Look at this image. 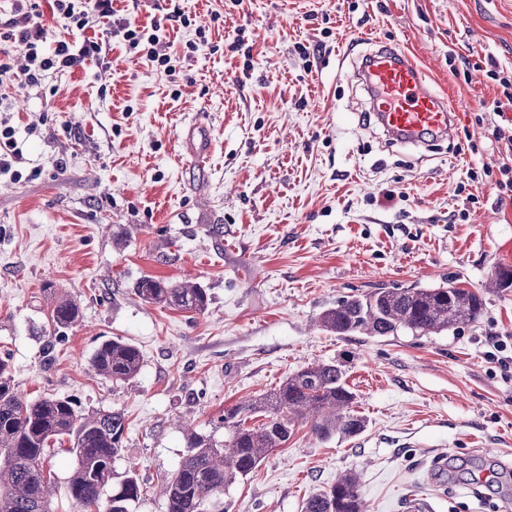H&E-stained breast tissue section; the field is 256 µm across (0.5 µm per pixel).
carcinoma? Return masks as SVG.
I'll return each instance as SVG.
<instances>
[{
    "label": "carcinoma",
    "mask_w": 512,
    "mask_h": 512,
    "mask_svg": "<svg viewBox=\"0 0 512 512\" xmlns=\"http://www.w3.org/2000/svg\"><path fill=\"white\" fill-rule=\"evenodd\" d=\"M135 291L142 300L165 307L199 314L208 307L206 289L192 283L144 277ZM483 314L482 297L455 279L431 288H376L345 296L321 312L319 323L338 336H437L475 323ZM79 318L76 303L58 299L49 312L55 341L65 342L67 330ZM91 366L99 376L126 383L139 375L141 354L123 339H107L98 346ZM345 377L343 366L332 361L291 371L270 392L224 411L220 448L189 432L187 452L163 488L167 512H228L224 495L230 487L288 443L300 426L311 425L322 442L361 434L365 419L355 410L356 394ZM257 417L262 418L260 424L245 426ZM126 431L119 409L89 414L68 397L24 399L13 383L9 359L0 357V512H52L56 483L46 468L47 449L65 438L77 459L67 482L69 495L83 508L99 506L113 465L124 451ZM142 495L136 471L130 470L112 489L105 512H129ZM302 512H366L357 473L347 471L329 488L310 495Z\"/></svg>",
    "instance_id": "carcinoma-1"
}]
</instances>
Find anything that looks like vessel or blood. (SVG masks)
<instances>
[{"mask_svg":"<svg viewBox=\"0 0 512 512\" xmlns=\"http://www.w3.org/2000/svg\"><path fill=\"white\" fill-rule=\"evenodd\" d=\"M356 77L368 93L369 111L390 141L418 147L452 137L455 108L433 88L407 51L379 46L363 58Z\"/></svg>","mask_w":512,"mask_h":512,"instance_id":"obj_1","label":"vessel or blood"}]
</instances>
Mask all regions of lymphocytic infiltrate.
<instances>
[{
	"instance_id": "1",
	"label": "lymphocytic infiltrate",
	"mask_w": 512,
	"mask_h": 512,
	"mask_svg": "<svg viewBox=\"0 0 512 512\" xmlns=\"http://www.w3.org/2000/svg\"><path fill=\"white\" fill-rule=\"evenodd\" d=\"M50 10H39L37 0L30 6L16 4L14 15L0 26V87L20 82L37 88L49 70L72 71L86 60L105 62L112 40H119L126 51L135 53L156 72L173 76L176 57L163 40V27L154 21L135 26L117 17L112 0H48ZM66 20L75 41L56 40L48 44L47 18ZM17 40L27 48L26 63L15 67L5 44Z\"/></svg>"
}]
</instances>
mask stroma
<instances>
[{
	"label": "stroma",
	"mask_w": 512,
	"mask_h": 512,
	"mask_svg": "<svg viewBox=\"0 0 512 512\" xmlns=\"http://www.w3.org/2000/svg\"><path fill=\"white\" fill-rule=\"evenodd\" d=\"M120 18L162 21L173 78L113 45L107 64L0 91L24 163L0 174V356L27 399L73 397L123 410L125 451L144 494L159 489L195 431L223 443L219 417L311 362L343 364L366 421L357 437L301 427L231 486L230 512H301L344 471L370 512H512V378L488 337L512 336V197L496 186L512 154L493 132L501 96L487 70L512 67V0H114ZM188 16L190 26L174 22ZM207 28L198 41L197 25ZM195 50H188V43ZM397 45L458 112L452 139L389 144L353 77L377 44ZM468 59L453 76L449 57ZM211 141L193 162L185 131ZM144 276L190 281L197 314L143 301ZM458 278L485 302L458 332L380 339L318 323L343 295ZM80 309L63 344L46 314ZM136 345L139 375L115 384L91 358Z\"/></svg>",
	"instance_id": "35a3bbf8"
}]
</instances>
